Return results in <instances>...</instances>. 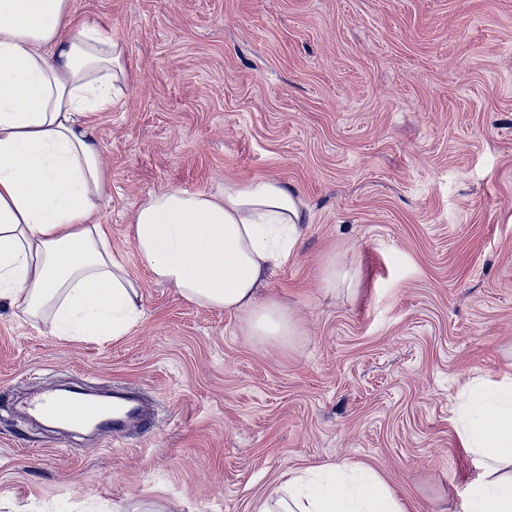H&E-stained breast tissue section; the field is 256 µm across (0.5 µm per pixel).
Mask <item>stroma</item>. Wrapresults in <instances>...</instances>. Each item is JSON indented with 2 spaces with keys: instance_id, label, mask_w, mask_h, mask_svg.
<instances>
[{
  "instance_id": "1",
  "label": "stroma",
  "mask_w": 512,
  "mask_h": 512,
  "mask_svg": "<svg viewBox=\"0 0 512 512\" xmlns=\"http://www.w3.org/2000/svg\"><path fill=\"white\" fill-rule=\"evenodd\" d=\"M124 49L88 117L93 217L138 286L123 336L62 339L0 302V389L140 392L113 438L0 406V512H254L352 461L405 512H465L470 387L512 376V0H73ZM274 179L308 221L261 284L288 342L159 283L130 221L163 190ZM346 271L328 290L329 266Z\"/></svg>"
}]
</instances>
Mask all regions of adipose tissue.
<instances>
[{
  "label": "adipose tissue",
  "mask_w": 512,
  "mask_h": 512,
  "mask_svg": "<svg viewBox=\"0 0 512 512\" xmlns=\"http://www.w3.org/2000/svg\"><path fill=\"white\" fill-rule=\"evenodd\" d=\"M123 48L74 23L72 0H0V300L52 333L107 340L142 316L135 283L92 221L106 192L88 114L111 110L126 82ZM306 214L276 180L228 184L223 194L171 189L132 218L134 244L155 279L201 307L243 312L251 335L295 334L287 308L258 301V284L291 257ZM467 449L488 478L469 512H512V385L472 390ZM255 512H404L374 474L350 462L292 474Z\"/></svg>",
  "instance_id": "1"
}]
</instances>
